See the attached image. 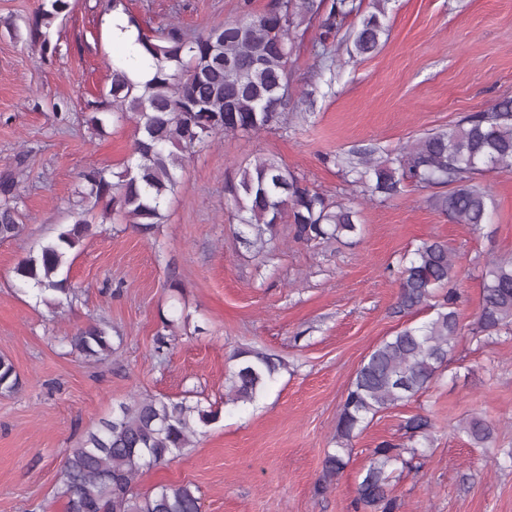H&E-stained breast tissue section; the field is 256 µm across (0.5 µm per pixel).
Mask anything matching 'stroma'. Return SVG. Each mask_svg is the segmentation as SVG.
Returning a JSON list of instances; mask_svg holds the SVG:
<instances>
[{
    "label": "stroma",
    "mask_w": 512,
    "mask_h": 512,
    "mask_svg": "<svg viewBox=\"0 0 512 512\" xmlns=\"http://www.w3.org/2000/svg\"><path fill=\"white\" fill-rule=\"evenodd\" d=\"M40 0H0V172H17L23 196L20 235L0 240V356L19 388L0 393V512H66L54 496L66 452L134 397L221 403L234 350L256 348L286 364L253 405H223L194 446L144 473L147 492L189 482L202 512H355L361 471L381 441L409 447L400 427L432 411L436 428L420 468L393 481L400 512H512V339L485 345L471 330L482 297L480 270L512 254V173L489 172L496 209L474 231L451 223L412 187L371 203L346 186L328 154L371 144L393 151L425 133L454 127L512 96V0H390L380 50L348 53L345 21L332 47L339 66L324 70L310 27L292 57L297 89L318 87L314 111L286 112L282 129L217 136L179 170L180 186L150 233L93 224L71 252L77 294L62 314L19 291L13 269L70 223L69 203L90 167L118 172L130 153L133 122L88 127V101L109 82L113 49L106 0H71L55 23L53 55L27 39ZM141 25L169 21L201 29L233 16L239 0H127ZM70 103L59 120L50 103ZM272 157L312 188L360 213L362 232L317 246L295 242L288 223L272 249L242 243L225 191L238 167ZM448 244L467 273L458 292L460 336L448 369L428 391L376 415L354 438L344 470L317 492L342 399L367 353L427 312H397L395 265L420 239ZM177 322L165 355L154 352L163 319ZM111 328L115 351L98 362L71 353L66 340L90 321ZM498 427L492 447L459 437L471 413Z\"/></svg>",
    "instance_id": "obj_1"
}]
</instances>
